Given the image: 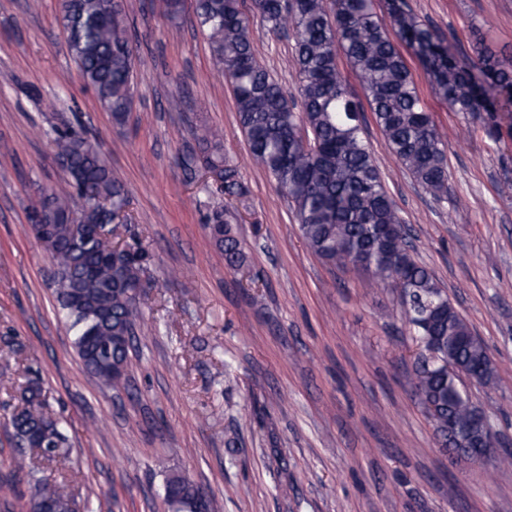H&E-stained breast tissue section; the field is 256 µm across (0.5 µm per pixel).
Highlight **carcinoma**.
Here are the masks:
<instances>
[{
    "label": "carcinoma",
    "mask_w": 512,
    "mask_h": 512,
    "mask_svg": "<svg viewBox=\"0 0 512 512\" xmlns=\"http://www.w3.org/2000/svg\"><path fill=\"white\" fill-rule=\"evenodd\" d=\"M251 8L271 31L295 32L293 95L255 59L242 0H195L194 5L195 26L208 40L215 69L230 83L249 153L288 200L312 253L371 273L408 306L405 320L418 347L415 397L442 447L468 457L477 451L478 437L468 434L475 411L461 392V378L480 367L481 383L492 386L496 371L481 337L404 240V219L365 137L363 104L350 93L338 58L344 57L358 78L390 153L437 200L448 193L445 144L398 42L414 50L448 109L470 115L492 138L502 135L495 99L512 92V64L488 47L459 59L405 0H389V26L378 18L374 0H251ZM60 21L85 85L117 123H125L133 101L134 59L121 2L62 0ZM53 133L69 172L50 192L30 200L28 216L47 226L31 232L50 254L56 306L73 333L78 358L102 385L119 389L125 377L114 366L128 370L134 328L142 319L141 299L126 289L143 285L149 254L137 243H125L108 262L104 255L111 243L83 236L84 226L127 213L128 190L87 137L68 128ZM193 135L206 148L201 155L190 152L184 164L190 171L222 175L224 202L209 209L206 223L215 227L214 245L224 251L227 264L240 266L244 254L229 224L238 220L234 201L245 190L222 152L223 133ZM9 423L20 448L16 467L27 476L29 512H45L47 506L73 512L67 484L45 469L68 449L39 385L27 387ZM164 488L172 512L212 508L198 501L199 490L181 474H170Z\"/></svg>",
    "instance_id": "1"
}]
</instances>
